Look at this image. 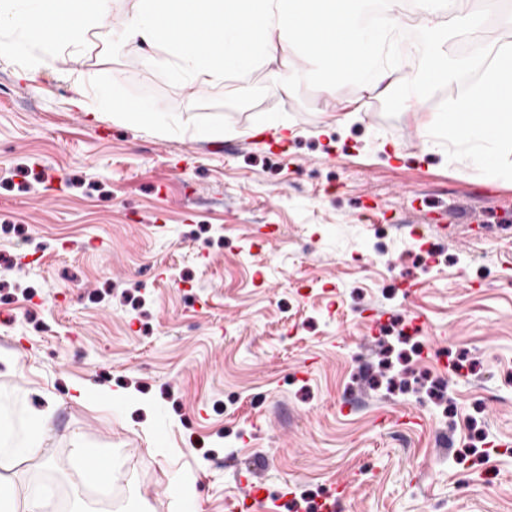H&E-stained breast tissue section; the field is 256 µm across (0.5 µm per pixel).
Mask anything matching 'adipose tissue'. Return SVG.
<instances>
[{
    "mask_svg": "<svg viewBox=\"0 0 512 512\" xmlns=\"http://www.w3.org/2000/svg\"><path fill=\"white\" fill-rule=\"evenodd\" d=\"M110 0H0V25L60 55L83 52ZM415 30L400 20L402 0H135L125 43L163 52L178 80L202 84L245 73L262 60L303 51L310 66L274 69L283 93L316 80L329 90L351 82L364 93H397L411 108L428 84L453 81L475 66L454 54L464 31L483 16L452 11L449 0H414ZM421 35L431 46L433 66L404 74L393 64L398 43ZM491 106L483 119L479 104ZM426 150L447 151L448 159L490 181L512 182V44L491 49L481 79L434 113L421 131Z\"/></svg>",
    "mask_w": 512,
    "mask_h": 512,
    "instance_id": "1",
    "label": "adipose tissue"
}]
</instances>
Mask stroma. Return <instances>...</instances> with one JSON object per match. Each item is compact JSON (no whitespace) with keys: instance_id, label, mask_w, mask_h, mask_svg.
Listing matches in <instances>:
<instances>
[{"instance_id":"1","label":"stroma","mask_w":512,"mask_h":512,"mask_svg":"<svg viewBox=\"0 0 512 512\" xmlns=\"http://www.w3.org/2000/svg\"><path fill=\"white\" fill-rule=\"evenodd\" d=\"M133 10L112 0V46L0 59V414L43 423L0 467L14 506L323 512L344 485L336 512H512V183L420 135L464 84L407 112L351 84L283 95L277 58L178 81L122 43ZM100 92L163 131L72 104ZM415 318L391 373L447 381L449 411L358 377ZM79 442L111 458L109 499Z\"/></svg>"}]
</instances>
